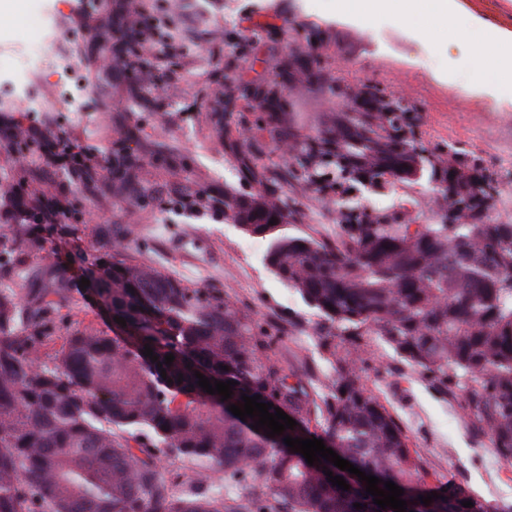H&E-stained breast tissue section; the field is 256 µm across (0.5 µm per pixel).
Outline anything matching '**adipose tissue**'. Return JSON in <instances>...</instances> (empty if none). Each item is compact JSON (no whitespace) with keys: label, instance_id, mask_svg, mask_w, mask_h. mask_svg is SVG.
<instances>
[{"label":"adipose tissue","instance_id":"adipose-tissue-1","mask_svg":"<svg viewBox=\"0 0 512 512\" xmlns=\"http://www.w3.org/2000/svg\"><path fill=\"white\" fill-rule=\"evenodd\" d=\"M338 14L359 25L422 17L409 33L419 43L433 28H447L449 82L512 103V30L487 15L463 14L460 0H338Z\"/></svg>","mask_w":512,"mask_h":512}]
</instances>
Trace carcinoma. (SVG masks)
I'll use <instances>...</instances> for the list:
<instances>
[{"label": "carcinoma", "instance_id": "carcinoma-1", "mask_svg": "<svg viewBox=\"0 0 512 512\" xmlns=\"http://www.w3.org/2000/svg\"><path fill=\"white\" fill-rule=\"evenodd\" d=\"M293 80L290 72L238 88L265 104L270 140L293 155L280 173L239 152L247 180L265 190H226L221 205L225 221L270 240L268 266L319 314L315 334L334 370L327 393L286 372L272 336L223 290L191 288L135 260L134 227L107 224L102 256L83 270L112 316L125 319L121 334L68 323L66 265H39L21 279L23 297L0 288V512H396L326 459L308 465L287 436L323 440L381 479L380 489L394 482L411 512H493L458 485L428 484L399 422L361 384L358 363L363 337H382L512 463V220L498 213L497 182L460 151L426 149L414 107L372 85L369 111L331 112L302 134L297 113L281 111ZM413 172L435 183L434 223L350 204L351 193H379ZM281 178L336 194L335 242L280 233L302 219L294 199L277 195ZM42 249L27 225L0 226L8 256L0 280L19 276ZM61 328L67 336L50 355ZM147 344L157 361L143 354ZM197 371L212 383L236 381L231 398L205 392ZM243 394L297 425L275 437L253 429L255 419L228 409ZM327 468L350 489L328 482ZM431 493L440 498L418 501ZM468 500L473 507L462 506Z\"/></svg>", "mask_w": 512, "mask_h": 512}]
</instances>
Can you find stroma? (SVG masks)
Listing matches in <instances>:
<instances>
[{"label":"stroma","instance_id":"stroma-1","mask_svg":"<svg viewBox=\"0 0 512 512\" xmlns=\"http://www.w3.org/2000/svg\"><path fill=\"white\" fill-rule=\"evenodd\" d=\"M172 2L101 0L79 21L77 0H14L0 20L1 52L40 39L46 22H53L61 34L58 55L73 64L86 104L85 111L75 112L56 96L51 69L41 78L48 92L40 111L0 98V114L26 125L48 124L50 131L108 159L124 151L137 158L118 177L106 166L74 177L48 165L42 139L26 143L23 165L9 144L0 145V182L25 186V201L39 197L66 211L63 223L32 225L43 249L28 265L57 261L58 244L68 254L94 259L101 253L99 225H134L137 260L189 287L223 289L274 336L281 366L320 386L332 367L313 334L317 314L267 268V240L226 222L212 205L225 189L248 186L238 152H255L271 169L284 168L263 130L264 111L241 100L228 113L220 99L228 88L278 78L291 47L308 40L305 52L323 78L294 83L283 105L284 111L303 114L306 130H314L317 114L341 110L338 90L371 84L414 105L425 147L464 150L499 175L505 196L512 194V105L499 107L449 84L445 30L435 29L430 42L420 44L407 34L419 18L366 29L337 18L333 0H180L173 12L176 25L156 32L144 54L143 66L157 83L136 89L116 63L127 7L135 5L151 19L159 16L160 4ZM283 194L304 215L302 223L283 226V233L336 239L340 228L328 194L295 185L284 186ZM433 194L434 184L425 178L366 196L364 203L429 224ZM67 313L70 323L112 331V316L93 287H73ZM363 344L361 381L396 417L425 469L512 512V464L496 456L488 436L469 428L456 400L381 337H364Z\"/></svg>","mask_w":512,"mask_h":512}]
</instances>
